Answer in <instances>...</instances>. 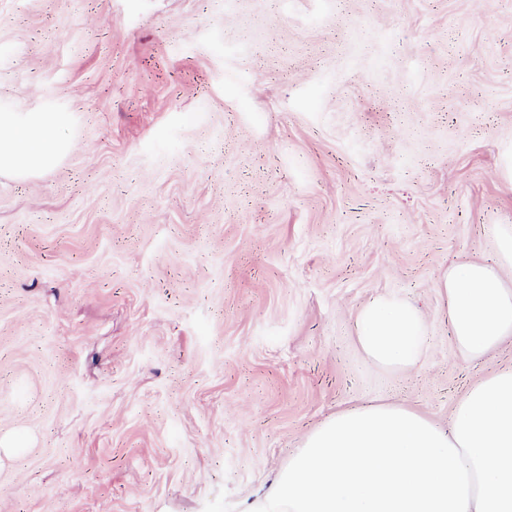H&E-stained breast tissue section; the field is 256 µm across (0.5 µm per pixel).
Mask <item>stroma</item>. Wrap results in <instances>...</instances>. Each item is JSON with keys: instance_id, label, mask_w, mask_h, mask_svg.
Returning a JSON list of instances; mask_svg holds the SVG:
<instances>
[{"instance_id": "stroma-1", "label": "stroma", "mask_w": 512, "mask_h": 512, "mask_svg": "<svg viewBox=\"0 0 512 512\" xmlns=\"http://www.w3.org/2000/svg\"><path fill=\"white\" fill-rule=\"evenodd\" d=\"M1 113L61 151L0 163V512H245L336 411L512 365L437 286L512 224V0H0ZM356 338L375 364L413 368L424 353L426 324L409 302L397 297L377 298L357 314Z\"/></svg>"}]
</instances>
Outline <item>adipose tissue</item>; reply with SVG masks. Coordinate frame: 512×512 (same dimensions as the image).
Segmentation results:
<instances>
[{
  "instance_id": "obj_1",
  "label": "adipose tissue",
  "mask_w": 512,
  "mask_h": 512,
  "mask_svg": "<svg viewBox=\"0 0 512 512\" xmlns=\"http://www.w3.org/2000/svg\"><path fill=\"white\" fill-rule=\"evenodd\" d=\"M54 119L41 116L20 122L0 115V160L18 169L46 164L52 154L48 132ZM486 231L495 242L496 264L478 259L451 266L440 281L448 298L451 333L461 352L477 355L512 338V289L500 272L512 267V225L491 224ZM356 338L375 364L386 368L415 367L426 342V324L409 302L377 298L357 314Z\"/></svg>"
}]
</instances>
